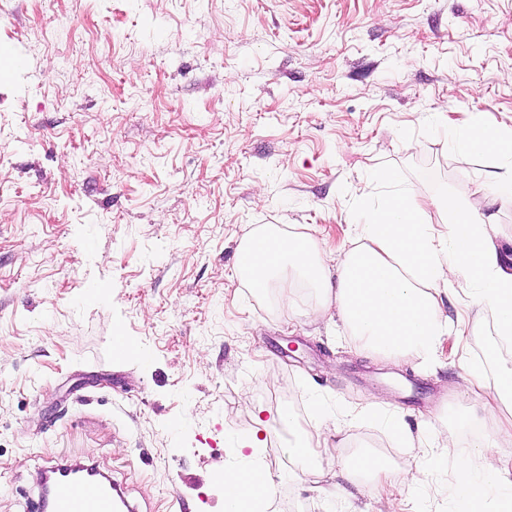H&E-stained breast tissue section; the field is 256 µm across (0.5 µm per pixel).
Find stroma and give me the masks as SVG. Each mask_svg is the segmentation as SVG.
Masks as SVG:
<instances>
[{
  "label": "stroma",
  "instance_id": "obj_1",
  "mask_svg": "<svg viewBox=\"0 0 512 512\" xmlns=\"http://www.w3.org/2000/svg\"><path fill=\"white\" fill-rule=\"evenodd\" d=\"M512 129V0H0V512L54 457H93L139 512H224L256 419L275 512H378L335 458L387 462L397 512H451L455 462L402 476L460 420L465 365L512 361L458 281L432 364L379 360L235 275L256 224L306 230L335 268L352 223L399 188L467 201L512 251V207L447 121ZM127 350L113 351L114 339ZM248 403H241V396ZM400 417L409 442L386 425Z\"/></svg>",
  "mask_w": 512,
  "mask_h": 512
}]
</instances>
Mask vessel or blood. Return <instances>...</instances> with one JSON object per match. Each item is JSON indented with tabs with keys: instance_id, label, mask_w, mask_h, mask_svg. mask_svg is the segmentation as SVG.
I'll return each instance as SVG.
<instances>
[{
	"instance_id": "1",
	"label": "vessel or blood",
	"mask_w": 512,
	"mask_h": 512,
	"mask_svg": "<svg viewBox=\"0 0 512 512\" xmlns=\"http://www.w3.org/2000/svg\"><path fill=\"white\" fill-rule=\"evenodd\" d=\"M36 483L52 484L53 503L47 507L35 502L27 512H116L117 500L124 497L119 485H104L93 472L75 468L73 461L59 457L39 471Z\"/></svg>"
}]
</instances>
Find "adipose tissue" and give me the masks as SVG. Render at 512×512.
I'll return each instance as SVG.
<instances>
[{
    "instance_id": "adipose-tissue-1",
    "label": "adipose tissue",
    "mask_w": 512,
    "mask_h": 512,
    "mask_svg": "<svg viewBox=\"0 0 512 512\" xmlns=\"http://www.w3.org/2000/svg\"><path fill=\"white\" fill-rule=\"evenodd\" d=\"M455 144L477 157L512 155V130L470 121ZM433 211L438 214L434 220L429 217ZM355 237L356 245L331 271L309 233L262 224L241 239L236 276L258 294L277 289L280 304L291 310L298 308L297 289H310L317 298L302 310L304 316L339 318L360 347L421 363L434 359L448 334L440 291L465 277L474 307L492 315L497 335L512 337V259L470 205L452 196L425 201L408 191L387 194L366 212ZM332 273L338 279L334 290L326 286ZM466 391L498 424L492 434L471 442L479 466L457 457L456 512H512V467L493 453L499 441H512V417L501 414L512 400V361L500 362L490 383L472 370ZM256 475L253 469L225 468V512H240L247 500L269 505L273 487L256 488Z\"/></svg>"
}]
</instances>
